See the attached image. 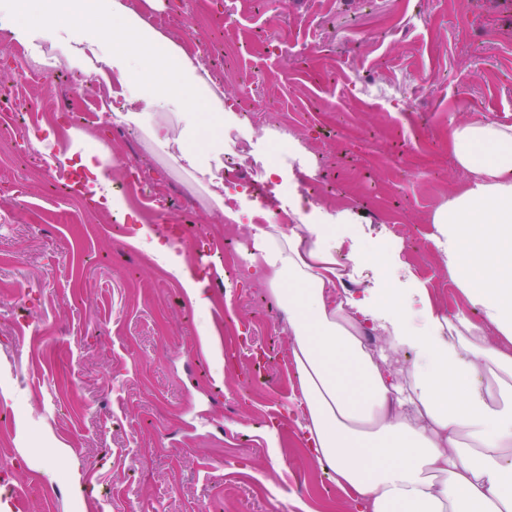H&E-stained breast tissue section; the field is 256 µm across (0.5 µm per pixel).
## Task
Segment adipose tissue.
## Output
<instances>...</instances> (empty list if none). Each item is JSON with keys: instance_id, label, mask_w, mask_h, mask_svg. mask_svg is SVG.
Here are the masks:
<instances>
[{"instance_id": "obj_1", "label": "adipose tissue", "mask_w": 512, "mask_h": 512, "mask_svg": "<svg viewBox=\"0 0 512 512\" xmlns=\"http://www.w3.org/2000/svg\"><path fill=\"white\" fill-rule=\"evenodd\" d=\"M43 0H0V31L21 34L26 15L44 14L45 38L78 29L59 57L85 68L102 61L129 92L130 116L169 159L224 200V91L198 60L155 30L125 0H71L44 12ZM170 118H162V111ZM58 159L97 184L106 157L69 131ZM448 144L466 176L432 222L449 276L512 342V125L452 124ZM288 232L258 229L248 257L288 314L309 455L335 475L353 512H512V354L482 325L431 306L413 311L401 289L354 298L346 287L361 263L385 266L372 251L337 259L338 228L297 210ZM411 349L413 366L395 373L366 342ZM387 349V350H388Z\"/></svg>"}]
</instances>
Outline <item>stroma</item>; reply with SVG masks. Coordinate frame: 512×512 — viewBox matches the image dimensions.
<instances>
[{"instance_id": "1", "label": "stroma", "mask_w": 512, "mask_h": 512, "mask_svg": "<svg viewBox=\"0 0 512 512\" xmlns=\"http://www.w3.org/2000/svg\"><path fill=\"white\" fill-rule=\"evenodd\" d=\"M159 32L220 56L225 99L259 77L263 112L224 125V146H250L248 166L275 164L271 194L237 210H292L304 181L324 179L320 214L344 213L360 286L403 288L442 313L485 318L449 277L435 210L464 180L448 148L451 122L512 125V0H258L225 16L218 0H136ZM21 41L0 39V95L25 110L0 125V486L27 489L26 512H352L332 474L301 450L288 322L246 261L218 270L201 307L135 243L187 214L199 240L252 241L208 207L202 190L149 147L126 117V92L94 72L80 131L108 152L113 210L66 195L48 163L60 139L51 103L77 66L46 68L38 17ZM279 39L271 58L264 43ZM363 76L395 87L410 110L362 106ZM288 124V141L270 127ZM166 185L172 210L148 206ZM80 480H73V473Z\"/></svg>"}]
</instances>
